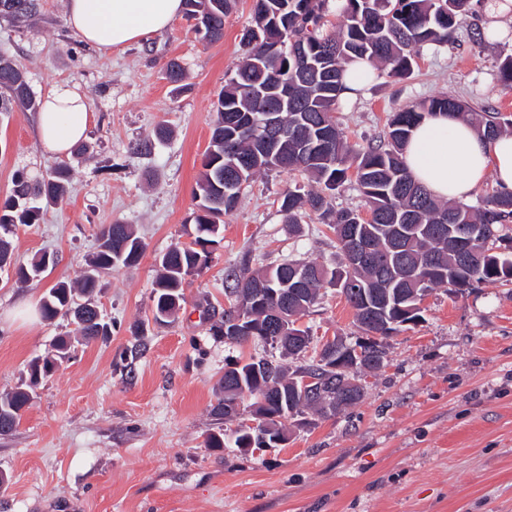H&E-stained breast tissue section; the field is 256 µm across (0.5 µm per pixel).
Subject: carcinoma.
<instances>
[{"mask_svg": "<svg viewBox=\"0 0 512 512\" xmlns=\"http://www.w3.org/2000/svg\"><path fill=\"white\" fill-rule=\"evenodd\" d=\"M233 2L184 0L191 31L208 43L221 40L224 17ZM328 12L329 0H255L242 60L215 106L194 239L159 257L151 296L153 321L169 322L185 302L186 279L208 266L224 215L237 207L256 175L270 171L298 170L314 183L306 191L296 186L282 193L280 210L287 223H302L303 210L308 208L332 230L341 257L356 240L372 247L374 263L360 269L336 271L316 262L288 259L226 274L229 307L211 323V335L230 344L250 342L279 355L225 363L221 397L212 412L226 419L224 407L251 400L257 430L267 435L271 445L288 441L283 420L301 417L308 410L326 417L359 404L364 396V391L348 387L346 374L328 371L314 364L312 357L293 368L283 363L307 351L309 343L301 337L308 331L297 321L318 303L324 285L340 288L360 326L383 339L400 331L404 323L421 319L422 312L410 315L406 307L435 288L462 292L481 284L512 282V251H496V243L508 238L506 230L512 227V192H496L474 212L467 205L435 199L412 179L403 161L412 128L434 112L461 116L489 140L511 134L512 119L498 112H467L456 99L440 95L392 113L379 142L360 147L348 140L336 116L347 64L368 60L389 77L409 75L420 48L454 40L456 29L473 14L472 0H341L336 5L341 23L336 27L328 26ZM277 43L280 48L272 50ZM266 106L277 110L278 133L297 140L303 152L286 159L271 152L263 124ZM15 109L37 112L39 101L13 59L0 54V112ZM351 174L368 207V221L356 209L337 210L332 204L335 191ZM69 179L65 164L37 181L23 171L16 173L9 194L0 200V265L12 262V228L39 223L44 209L35 200L48 205L63 201ZM463 229L473 232L475 240L468 264L459 255ZM143 251L133 225L108 224L100 231L97 250L78 282H60L48 289L41 301L43 318L70 319L74 335L57 337L50 354L29 362L26 380L0 397V436L13 432L35 389L71 357L76 343L88 344L105 335L94 304L99 278L135 266ZM44 263L41 256L14 267L16 282L36 280ZM296 265L310 271L302 282L290 281ZM353 282L362 285L366 300L357 299ZM368 306L378 310L380 321L366 322ZM298 373L335 380L340 398L336 408L327 410L314 399L297 398ZM207 446H233L242 452L252 447L251 434L234 431L230 445L224 434L213 433Z\"/></svg>", "mask_w": 512, "mask_h": 512, "instance_id": "1", "label": "carcinoma"}]
</instances>
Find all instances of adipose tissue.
I'll use <instances>...</instances> for the list:
<instances>
[{
    "mask_svg": "<svg viewBox=\"0 0 512 512\" xmlns=\"http://www.w3.org/2000/svg\"><path fill=\"white\" fill-rule=\"evenodd\" d=\"M182 9V0L65 3L69 27L83 43L102 51L166 29ZM37 122L45 153L61 158L85 139L90 109L79 91L57 86L44 95ZM403 159L413 179L441 200L466 199L490 176L500 190L512 191V135L486 139L454 114L425 117L413 129Z\"/></svg>",
    "mask_w": 512,
    "mask_h": 512,
    "instance_id": "ef3b65f1",
    "label": "adipose tissue"
}]
</instances>
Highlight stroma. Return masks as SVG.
I'll return each mask as SVG.
<instances>
[{
  "mask_svg": "<svg viewBox=\"0 0 512 512\" xmlns=\"http://www.w3.org/2000/svg\"><path fill=\"white\" fill-rule=\"evenodd\" d=\"M35 20L0 15V51L26 75L36 97L78 87L93 113L85 152L72 153L66 200L40 223L17 225V262L39 254L40 280L16 284L0 271V395L28 362L70 330L43 320L31 302L82 275L104 225H134L145 250L137 266L105 274L96 296L107 339L77 346L40 386L16 430L0 436V512H512V284L465 292L439 287L422 321L386 338L387 362L368 375L358 405L306 425L290 439L241 453L210 448L209 434L235 429L212 409L226 357L253 355L211 336L213 312L229 302L224 273L288 258L337 267L336 242L314 213L288 225L280 194L308 182L298 171L261 174L226 215L208 267L188 278L174 320L151 323L159 256L194 234L195 194L210 145L213 105L242 52L253 0H236L224 38L207 44L184 17L146 41L103 54L69 27L65 0H37ZM453 44L419 51L409 78L379 76L337 115L350 141L381 134L389 113L436 95L476 111L512 116V89L498 67L512 55V22L495 38L480 0ZM179 58L186 77L169 82ZM170 131L157 140V126ZM42 149L35 113L0 114V199L16 172L37 178L55 166ZM301 318L315 341L356 340L362 331L336 288ZM148 323L142 354L126 353Z\"/></svg>",
  "mask_w": 512,
  "mask_h": 512,
  "instance_id": "obj_1",
  "label": "stroma"
}]
</instances>
